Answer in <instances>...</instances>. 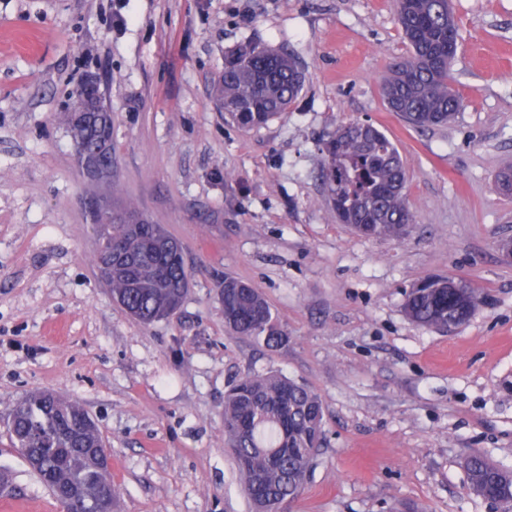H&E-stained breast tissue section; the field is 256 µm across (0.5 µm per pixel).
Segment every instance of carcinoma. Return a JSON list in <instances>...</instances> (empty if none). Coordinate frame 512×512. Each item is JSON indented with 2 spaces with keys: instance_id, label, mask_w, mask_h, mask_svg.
Here are the masks:
<instances>
[{
  "instance_id": "carcinoma-1",
  "label": "carcinoma",
  "mask_w": 512,
  "mask_h": 512,
  "mask_svg": "<svg viewBox=\"0 0 512 512\" xmlns=\"http://www.w3.org/2000/svg\"><path fill=\"white\" fill-rule=\"evenodd\" d=\"M396 19L410 54L389 65L382 92L390 111L416 127L445 125L461 106L448 87L458 29L449 0H395ZM305 82L296 61L269 55L252 44L224 58L216 92L230 119L242 128L267 125L288 111ZM62 123L76 149L112 165V117L102 97L84 82ZM322 181L338 219L366 239H400L414 215L405 195L406 170L397 148L370 123L348 122L324 143ZM158 224L112 225V248L133 254L106 281L112 299L144 325L168 316L183 301L190 273L184 255L153 245ZM218 296L231 331L266 347L288 341L286 331L262 293L226 274ZM477 289L461 296L444 288V278L428 276L405 294L402 310L413 323L445 332L460 308L475 310ZM9 431L15 447L36 464V474L52 492L75 483L85 491L80 512H101L97 490L103 474L88 454L101 441L95 422L75 400L41 391L17 401ZM324 436V408L306 385L269 372L239 379L224 395V444L243 479L255 512H278L304 492ZM471 489L512 512V470L479 454L465 461Z\"/></svg>"
}]
</instances>
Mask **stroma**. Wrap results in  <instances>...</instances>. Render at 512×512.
Instances as JSON below:
<instances>
[{"label": "stroma", "instance_id": "stroma-1", "mask_svg": "<svg viewBox=\"0 0 512 512\" xmlns=\"http://www.w3.org/2000/svg\"><path fill=\"white\" fill-rule=\"evenodd\" d=\"M460 35L443 127L389 112L381 80L409 45L395 0H0V512H57L13 447L14 402L78 401L112 459L119 512H252L224 450V393L270 370L320 397L325 442L292 512H504L474 494L478 452L512 470V0H451ZM250 43L305 73L288 112L230 123L215 84ZM90 75L112 113L113 200L178 240L180 308L144 326L98 280L82 199L93 187L60 122ZM367 122L405 164L400 240L337 221L320 174L338 125ZM258 288L288 333L230 335L224 273ZM427 275L478 288L444 335L412 323Z\"/></svg>", "mask_w": 512, "mask_h": 512}]
</instances>
